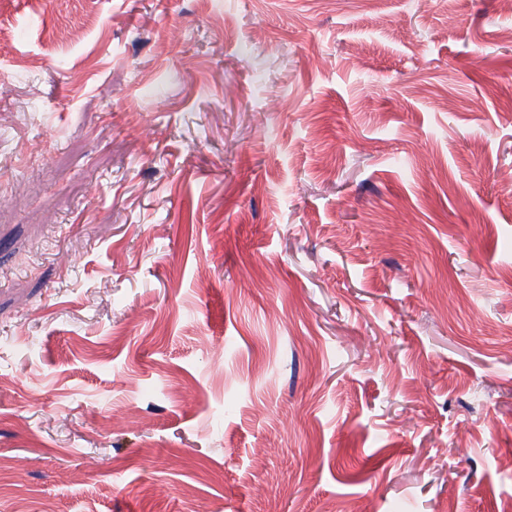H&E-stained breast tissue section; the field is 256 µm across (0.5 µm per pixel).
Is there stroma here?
Here are the masks:
<instances>
[{"mask_svg": "<svg viewBox=\"0 0 512 512\" xmlns=\"http://www.w3.org/2000/svg\"><path fill=\"white\" fill-rule=\"evenodd\" d=\"M511 504L505 0H0V512Z\"/></svg>", "mask_w": 512, "mask_h": 512, "instance_id": "stroma-1", "label": "stroma"}]
</instances>
